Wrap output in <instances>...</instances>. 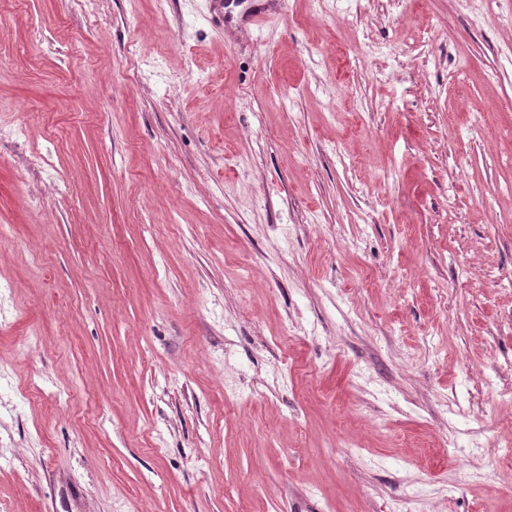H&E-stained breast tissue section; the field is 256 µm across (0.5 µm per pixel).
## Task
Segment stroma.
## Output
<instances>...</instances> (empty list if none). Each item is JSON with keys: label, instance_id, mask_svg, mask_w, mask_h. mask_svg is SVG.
<instances>
[{"label": "stroma", "instance_id": "stroma-1", "mask_svg": "<svg viewBox=\"0 0 512 512\" xmlns=\"http://www.w3.org/2000/svg\"><path fill=\"white\" fill-rule=\"evenodd\" d=\"M0 0V512H512V0Z\"/></svg>", "mask_w": 512, "mask_h": 512}]
</instances>
